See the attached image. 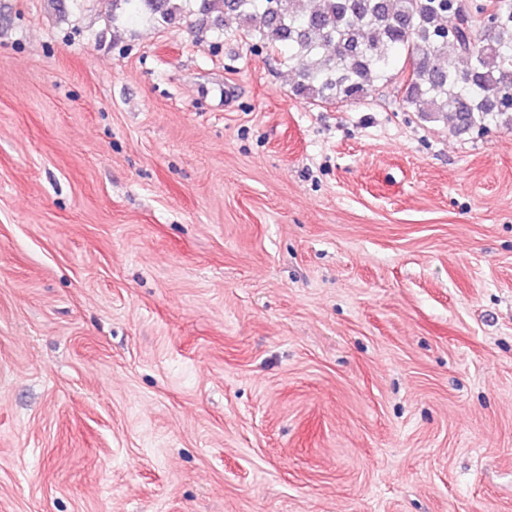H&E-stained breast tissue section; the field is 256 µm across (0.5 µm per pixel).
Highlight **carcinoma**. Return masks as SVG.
<instances>
[{
  "instance_id": "obj_1",
  "label": "carcinoma",
  "mask_w": 512,
  "mask_h": 512,
  "mask_svg": "<svg viewBox=\"0 0 512 512\" xmlns=\"http://www.w3.org/2000/svg\"><path fill=\"white\" fill-rule=\"evenodd\" d=\"M168 22L214 14L252 51L288 48L294 97L325 107L365 100L397 79L403 109L459 134L512 128V0H108ZM405 56L391 74L394 60ZM462 57L459 68L452 56Z\"/></svg>"
}]
</instances>
